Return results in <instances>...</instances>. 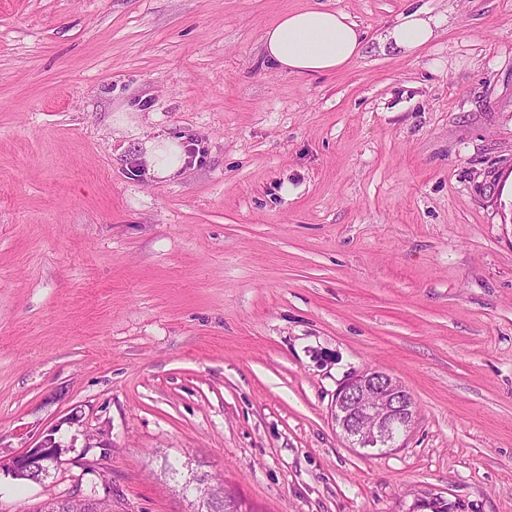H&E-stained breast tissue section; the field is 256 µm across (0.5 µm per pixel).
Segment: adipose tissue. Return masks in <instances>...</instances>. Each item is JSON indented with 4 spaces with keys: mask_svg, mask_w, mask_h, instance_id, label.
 I'll return each mask as SVG.
<instances>
[{
    "mask_svg": "<svg viewBox=\"0 0 512 512\" xmlns=\"http://www.w3.org/2000/svg\"><path fill=\"white\" fill-rule=\"evenodd\" d=\"M444 16L414 9L402 13L386 29L382 40L411 54L428 44ZM270 63L291 74L334 73L359 57L363 34L348 13L337 9L301 8L283 14L262 38ZM150 175L167 178L182 169L187 157L178 141L158 138L148 142L144 156Z\"/></svg>",
    "mask_w": 512,
    "mask_h": 512,
    "instance_id": "obj_1",
    "label": "adipose tissue"
}]
</instances>
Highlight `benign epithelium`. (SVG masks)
<instances>
[{"label": "benign epithelium", "instance_id": "obj_1", "mask_svg": "<svg viewBox=\"0 0 512 512\" xmlns=\"http://www.w3.org/2000/svg\"><path fill=\"white\" fill-rule=\"evenodd\" d=\"M415 402L409 390L391 374L367 369L347 379L337 390L332 417L354 448H393L398 437L410 429L415 418ZM63 448L53 434L23 450L6 464L12 474L28 476L53 467ZM93 507L95 499L77 490L64 499L47 502L50 512H61L69 503Z\"/></svg>", "mask_w": 512, "mask_h": 512}]
</instances>
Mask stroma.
Here are the masks:
<instances>
[{
    "mask_svg": "<svg viewBox=\"0 0 512 512\" xmlns=\"http://www.w3.org/2000/svg\"><path fill=\"white\" fill-rule=\"evenodd\" d=\"M317 3L364 51L277 70ZM413 4L448 21L406 55ZM160 136L199 147L167 179ZM369 368L416 404L382 451L331 415ZM48 434L0 512H190L192 468L255 512H512V0H0V461ZM363 35L348 13L301 8L283 14L262 38L270 63L291 74L334 73L361 55ZM63 449L55 441L53 435H45L35 445L25 448L22 452L12 457V459L3 466H6L12 475H25L29 476L33 471L45 470L53 467L60 459ZM49 469L45 474L39 471L33 472L29 478L34 482H40L44 477L50 474Z\"/></svg>",
    "mask_w": 512,
    "mask_h": 512,
    "instance_id": "obj_1",
    "label": "stroma"
}]
</instances>
